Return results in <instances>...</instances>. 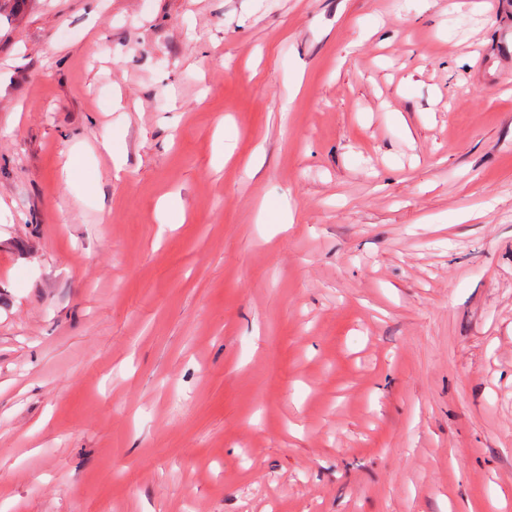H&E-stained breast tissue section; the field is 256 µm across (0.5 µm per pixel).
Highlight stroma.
Returning <instances> with one entry per match:
<instances>
[{
    "label": "stroma",
    "mask_w": 512,
    "mask_h": 512,
    "mask_svg": "<svg viewBox=\"0 0 512 512\" xmlns=\"http://www.w3.org/2000/svg\"><path fill=\"white\" fill-rule=\"evenodd\" d=\"M0 512H512V0L0 17Z\"/></svg>",
    "instance_id": "1"
}]
</instances>
